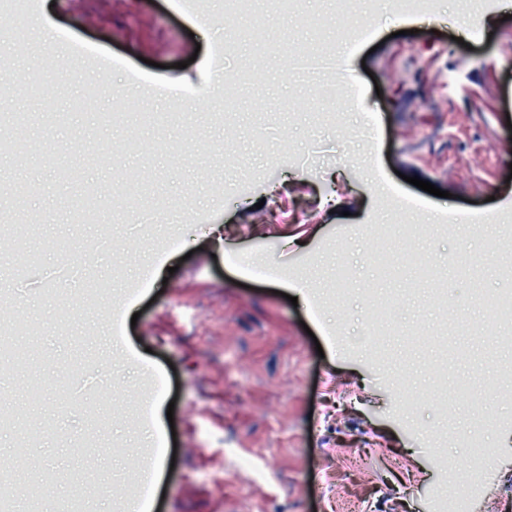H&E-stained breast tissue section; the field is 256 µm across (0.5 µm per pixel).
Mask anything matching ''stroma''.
I'll list each match as a JSON object with an SVG mask.
<instances>
[{
    "instance_id": "1",
    "label": "stroma",
    "mask_w": 512,
    "mask_h": 512,
    "mask_svg": "<svg viewBox=\"0 0 512 512\" xmlns=\"http://www.w3.org/2000/svg\"><path fill=\"white\" fill-rule=\"evenodd\" d=\"M275 2L259 43L226 0H55L52 43L17 39L0 0V139L35 145L0 153V211L33 227L19 248L0 235V306L24 321L0 349V414L20 417L0 456L41 431L27 453L57 483L39 512H64L101 448L123 454L96 466L87 512H127L157 460L151 512H512V321L490 313L512 290V0L406 16L360 0L372 36L315 74L280 61L341 43L342 0ZM258 64L263 82L211 92L214 71ZM344 69L362 96L330 124L321 87ZM400 198L438 217L401 242L414 265L373 249ZM68 254L93 260L43 288ZM260 260L274 275L251 273ZM73 365L86 401L64 409L55 373ZM409 391L426 397L401 409ZM151 398L174 414L148 443Z\"/></svg>"
}]
</instances>
